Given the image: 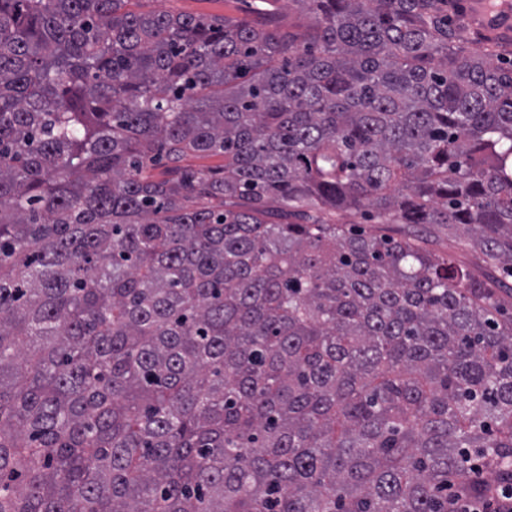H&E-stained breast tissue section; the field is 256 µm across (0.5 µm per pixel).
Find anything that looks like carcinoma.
Returning a JSON list of instances; mask_svg holds the SVG:
<instances>
[{"label":"carcinoma","instance_id":"obj_1","mask_svg":"<svg viewBox=\"0 0 512 512\" xmlns=\"http://www.w3.org/2000/svg\"><path fill=\"white\" fill-rule=\"evenodd\" d=\"M142 2L0 0V512L511 485L512 316L414 226L512 274V64L448 0H289L301 32ZM450 1L448 4L449 15L454 22L463 21L467 24V36L469 37V43L465 44L466 50L470 54L482 55L485 53V49L488 47L485 42L484 36L482 32H479L475 28H473L465 18L461 16V14L457 11L458 2Z\"/></svg>","mask_w":512,"mask_h":512}]
</instances>
